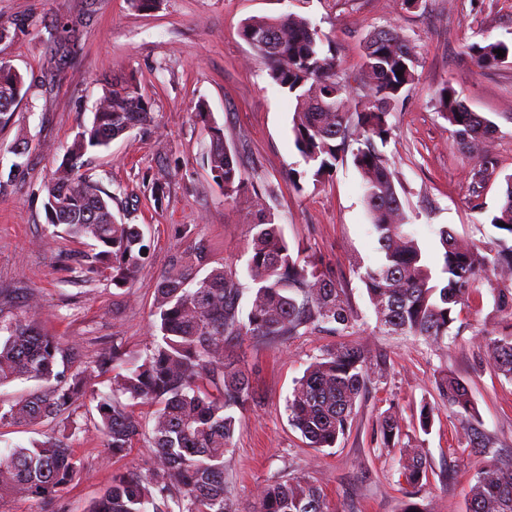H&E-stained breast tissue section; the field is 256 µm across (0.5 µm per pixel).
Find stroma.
<instances>
[{
    "mask_svg": "<svg viewBox=\"0 0 512 512\" xmlns=\"http://www.w3.org/2000/svg\"><path fill=\"white\" fill-rule=\"evenodd\" d=\"M297 13L311 19L332 42L340 77L359 88L362 44L372 31L395 27L417 47V80L399 106L394 132L381 152L394 165L402 204L430 259L438 257L437 230L452 228L479 247L500 236L491 215L512 174V58L478 67L468 47L477 36L512 42V0H159L137 10L131 0H0V63L23 77L22 98L11 123L0 127V164L27 143L30 164L23 183L0 197V320L24 319L31 302L36 322L69 350L75 372L90 371L87 395L74 417L69 444L79 476L51 504L7 497L0 512H88L117 471L143 467L150 451L135 444L113 455L94 426L97 396L111 390L112 375L93 370L100 353L121 343L143 357L151 340L152 309L160 273L183 249L177 226L190 225L212 265L244 271L251 224L260 210L274 211L290 246L320 254L346 288L357 317L350 340L368 352L375 378L364 393L345 440L312 448L288 422L286 400L295 379L316 357L339 346L333 333L269 342L246 339L232 353L246 370L258 405L244 413L233 448L224 457V485L235 512H256L263 486L303 476L318 486L329 512H466L476 470L488 460H512V384L498 377L481 324L499 327L494 301L482 292L466 303V327L447 347L432 350L405 336L378 330L360 275L373 265L378 244L351 160L314 181L294 145L295 100L269 76L267 63L240 35L250 17ZM136 76L152 104L151 126L116 139L78 159L116 195L113 211L144 230L148 257L130 287L107 277L63 281L60 265L85 251L83 241L54 231L46 220L44 186L66 160L82 127L90 125L106 81ZM451 85L467 107L498 125L490 145L494 174L473 192L470 160L461 152L436 95ZM205 106L225 143L257 191L225 198L207 165L209 139L195 112ZM165 189L163 204L154 186ZM465 382L480 413L482 433L495 442L489 454L473 448L460 421L449 415L438 390L443 373ZM432 408L429 430L419 424ZM399 422L401 446L423 449L429 478L410 491L399 472L397 449L375 441L380 416Z\"/></svg>",
    "mask_w": 512,
    "mask_h": 512,
    "instance_id": "obj_1",
    "label": "stroma"
}]
</instances>
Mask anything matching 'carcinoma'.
<instances>
[{
    "mask_svg": "<svg viewBox=\"0 0 512 512\" xmlns=\"http://www.w3.org/2000/svg\"><path fill=\"white\" fill-rule=\"evenodd\" d=\"M241 35L267 61L273 82L294 96V142L313 177L330 174L348 154L360 173L379 252L376 265L366 268L360 279L378 328L442 346L456 328L462 306L480 291L478 280L490 273L495 282L489 283V292L507 330L486 337L485 343L497 373L512 383V176L506 179L504 202L490 220L501 232L495 246L462 243L443 226L438 230L441 255L433 265L405 229L408 218L394 168L375 147V141L385 143L391 137V117L415 84V45L395 27L371 33L363 45V95L358 100L340 79L341 63L331 41L307 17H252L242 25ZM496 49L506 54L501 57ZM469 50L479 67L492 68L512 55V43L485 37ZM398 70L403 72L400 77ZM22 89V76L1 64V126L11 121ZM437 105L472 162L474 183L482 184L493 175L489 145L497 124L469 110L449 85L438 91ZM196 116L210 140L213 179L223 181L225 197L235 198L246 178L224 142V129L206 112ZM152 122L140 84L131 78L116 80L103 89L92 125L78 133L70 155L77 158L105 148ZM27 166L26 160L15 161L7 173L0 172V195L17 187ZM46 190L48 223L63 227L72 238L90 240V251L65 261L62 270L84 277L105 275L118 288L128 284L148 251L139 225L118 222L114 197L72 163L55 170ZM275 219V213L265 210L251 224L245 276L254 295L245 316L239 308L238 272L219 265L198 277L209 264L207 248L192 238L190 227H181L189 245L159 278L153 343L145 358L130 359L115 343L96 361V369L115 372L112 393L100 395L96 404L106 447L118 456L142 440L151 455L142 472L114 475L88 512H234L224 487V455L239 423L235 411L247 410L254 397L247 374L230 359L228 347L244 338L352 335L356 317L345 288L315 253L293 254ZM67 364L66 348L40 334L32 321L0 323V385L19 378L46 384L43 390L1 402L0 426L55 419L75 407L86 394V380L67 374ZM372 374L368 356L357 344H342L314 359L288 397L290 424L314 448L335 446L348 432ZM438 387L448 412L464 426L479 422L478 407L462 380L448 372ZM143 406L156 407L148 431L136 413ZM376 442L383 448L399 445L393 416L380 418ZM399 462L408 486L417 488L427 479L429 464L420 451L400 450ZM80 470L72 449L60 439L8 446L0 450V474H9L8 482L0 481V499L51 503ZM258 501L257 512H325L321 490L301 476L266 485ZM467 512H512V466L487 464L476 472Z\"/></svg>",
    "mask_w": 512,
    "mask_h": 512,
    "instance_id": "carcinoma-1",
    "label": "carcinoma"
}]
</instances>
